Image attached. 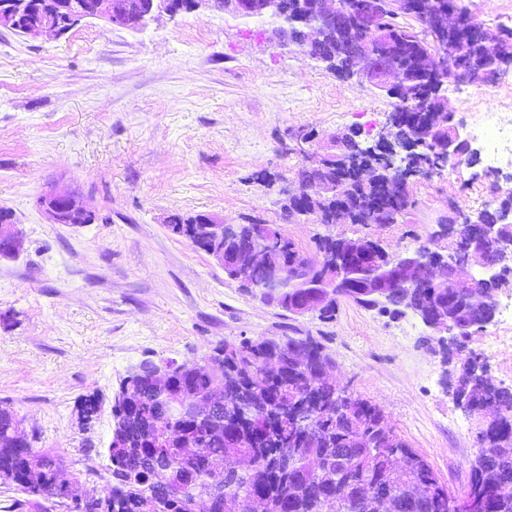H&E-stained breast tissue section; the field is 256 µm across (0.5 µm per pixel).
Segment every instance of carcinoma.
Listing matches in <instances>:
<instances>
[{
	"label": "carcinoma",
	"instance_id": "cac0c4a2",
	"mask_svg": "<svg viewBox=\"0 0 512 512\" xmlns=\"http://www.w3.org/2000/svg\"><path fill=\"white\" fill-rule=\"evenodd\" d=\"M422 22L409 10H390L383 19L387 39L410 47L394 64L402 68L405 86L395 110L405 123L428 114L437 129L448 126L450 115L440 94L451 81L448 71L429 70L426 58L448 44V31L414 26ZM352 26L322 30L309 35L303 24L293 36L309 56L325 65L339 79L348 78L351 66ZM471 45L465 66L490 65L502 52L512 53V40L474 26L468 32ZM326 175L339 184V200L325 203L317 217L320 224L336 223V204L347 203L349 224H390L380 215L388 201L375 185H366L354 174ZM172 232L191 245L203 240L189 237L197 216L172 215ZM218 369L183 363L169 379L165 390L155 385L156 375L166 372L173 359H149L120 379L111 405L112 437L105 457L110 490L108 512H192L181 496L192 485L202 501L213 502L218 512H248L250 500L262 496L271 512H379L375 502L360 497V487L389 479L402 487L397 512H455V498L439 486L430 466L398 437L389 425L385 446L379 453L363 447L371 425L384 419L381 409L369 400L348 394L341 404L336 386L320 379L318 367L331 361L324 347L311 337L248 339L213 348ZM309 360L304 372L296 360ZM277 363L273 377L264 373L268 361ZM459 396L475 399L493 392L499 417L486 431L485 440L497 452L473 465L470 492L484 493L485 512H512V388L490 376H474L470 368L455 381ZM214 393L222 402L201 417L175 418L164 426L167 404L188 401ZM101 403L94 396L81 398L76 406L79 423L87 428L96 419ZM306 416L305 425L296 414ZM21 420L14 410L0 406V476L14 475L10 489L27 495L16 498L11 512H53L82 491L79 477L59 480L62 456L53 448L37 450L32 439L18 441ZM406 462L391 477L387 464L394 450ZM421 485L423 499L405 495L403 488Z\"/></svg>",
	"mask_w": 512,
	"mask_h": 512
}]
</instances>
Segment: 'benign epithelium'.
<instances>
[{"label": "benign epithelium", "instance_id": "1", "mask_svg": "<svg viewBox=\"0 0 512 512\" xmlns=\"http://www.w3.org/2000/svg\"><path fill=\"white\" fill-rule=\"evenodd\" d=\"M223 9L234 14L251 17L260 16L278 20L282 23L281 34L287 33L285 25L288 16L282 10L281 0H215ZM386 0H309L310 9L305 21L313 26L335 22L355 16L358 23L356 38L352 48L351 77L360 81H373L380 75L383 81L377 86L391 92L395 84L390 79L401 78L398 71L387 66V60L397 57L401 49L394 42H385V47L375 49L370 40L380 38L378 5ZM67 11L58 9L59 0H0V27H12L20 14L37 8L57 16L55 21L45 26L30 28V31H60L75 27L87 19H98L109 25L129 31L142 29L156 13L169 16L177 14L181 8L178 0H137L121 12L112 7V0H96L93 10L86 9L82 0H66ZM470 52L468 41L460 37L448 44L447 51L440 56L431 57L432 67L445 68L448 75L459 84H473L487 81L502 72L512 69V56L499 57L492 65L480 72H473L461 66V60ZM434 145L435 151L443 157L476 158L478 149L472 146V139L461 133V127L452 126L448 138L434 139V129L425 122H417L412 128L404 129L399 113L391 112L387 118L386 131L379 134L372 144H367L352 136H345L334 142L339 153H327L322 160L330 159L340 170H351L365 176L370 168L364 165L369 155L376 156L381 163V172L387 180L383 183L384 192L397 202L407 190L410 178H429L433 172L427 165L417 166L413 159L422 142ZM37 206L53 224L65 223L69 215L87 216L92 210L83 198L73 190L63 188L50 189L37 199ZM199 223L206 224L223 238V244L208 246L205 253L224 268L229 278L244 288H250L271 302H283L294 315L310 312H322L331 301L338 300L344 292L349 298L363 295L384 302L398 300V306L411 311L436 335L441 349L445 350L458 344L460 322L473 309L486 310L488 314L477 324L482 329L493 322L497 312V296L500 284L507 275H512V235L504 232V225L491 224L482 214L475 216H450L444 221V235L454 240V255L448 259L438 256L429 246L412 251L390 255L377 243L367 238H339L336 251L320 258L310 260L298 254L296 265L300 276H292L268 260L275 251V243L280 232L272 227L255 237L247 252L236 257L232 266H225V252L234 246L236 237L232 234V225L224 223V217L214 213H203ZM22 246V231L15 222L0 223V259H14ZM266 267V275L260 282L250 277L251 270L257 266ZM465 266L474 267L464 279L458 276V270ZM458 288L459 303L441 304L436 312L430 314L420 307L416 299L419 288ZM362 494L380 501L384 512H395L397 502L390 487H365Z\"/></svg>", "mask_w": 512, "mask_h": 512}]
</instances>
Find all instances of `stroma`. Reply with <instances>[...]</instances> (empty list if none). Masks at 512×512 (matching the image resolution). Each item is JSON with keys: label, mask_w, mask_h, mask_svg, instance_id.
I'll list each match as a JSON object with an SVG mask.
<instances>
[{"label": "stroma", "mask_w": 512, "mask_h": 512, "mask_svg": "<svg viewBox=\"0 0 512 512\" xmlns=\"http://www.w3.org/2000/svg\"><path fill=\"white\" fill-rule=\"evenodd\" d=\"M512 101V71L447 97L455 122ZM394 101L342 80L275 25L221 9L163 15L132 32L97 20L66 35L0 30V207L23 233L20 255L0 261V404L23 420L38 449L65 458L63 479L101 489L112 436L110 409L123 376L142 360L201 359L227 340L310 336L335 362L337 383L377 403L456 499L466 498L486 417L460 409L445 367L412 313L389 316L339 300L335 317L296 316L229 280L206 253L174 234V214L215 213L225 223L282 225L316 257L320 237H365L388 253L434 238L451 211L495 207L500 190L466 165L412 179L411 200L391 224H318L284 218L334 136L370 141ZM314 137L300 155L301 135ZM77 190L93 223H50L37 205L50 187ZM467 348L512 387V322L503 316ZM102 411L80 429L74 404Z\"/></svg>", "instance_id": "stroma-1"}]
</instances>
